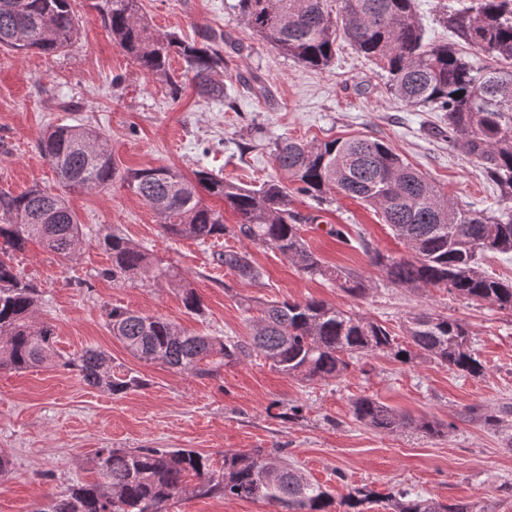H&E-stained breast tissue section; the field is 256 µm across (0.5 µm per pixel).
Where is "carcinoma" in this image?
Wrapping results in <instances>:
<instances>
[{
    "mask_svg": "<svg viewBox=\"0 0 512 512\" xmlns=\"http://www.w3.org/2000/svg\"><path fill=\"white\" fill-rule=\"evenodd\" d=\"M74 0H0V48L18 54L32 50L50 55L69 47L76 31ZM237 0L238 16L266 43L306 68L326 66L338 37L387 73L390 93L409 107L430 105L448 121V145L477 162L499 188L496 209H461L447 193L430 184L389 145L367 137L304 143L282 139L272 157L280 177L250 188L207 171L188 180L168 167L128 172L127 188L160 217L162 232L172 239L201 243L226 234L274 249L311 275L335 282L351 297L371 284L340 268H329L308 250L290 208L288 184L323 203L332 194L357 199L380 212L384 223L411 250L393 258L362 246L370 262L393 284L421 290L446 288L470 301L512 311V282L480 269L486 252L512 253V0H469L451 8L444 24L467 47L501 63L490 69L465 56L454 44L425 37L415 0ZM112 43L143 72L162 78L178 97L180 85L169 70L171 54L182 58L197 95L224 101L217 79L228 69L224 32L211 29L201 41L156 32L139 14V0H91ZM462 92L459 98L454 97ZM41 155L66 188L104 190L116 178L103 135L93 129L57 125L38 143ZM216 197L239 222L202 202L200 192ZM37 241L52 253L76 257L83 245L82 225L64 198L38 186L15 195L0 190V369L23 370L42 364L73 367L87 385L119 395L139 384L136 376L118 377L106 352L86 349L56 359L54 329L36 316L38 288L16 269L14 253ZM111 266L103 276L114 281L158 280L181 284L185 308L202 312L200 296L169 265L145 248L116 234L103 237ZM217 261L247 281L261 269L249 251L226 250ZM112 335L136 359L161 363L180 372L212 375L221 367L253 355L281 373L307 382L336 379L349 369V355L390 350L408 362L412 351L394 349L389 331L363 315L324 301H269L254 320L250 335L188 334L175 323L128 309L108 314ZM410 344L463 375L479 377L482 362L470 349L469 330L446 316L418 312L409 317ZM357 421L392 431L409 424L385 404L360 397L353 402ZM97 479L76 482L54 495L36 512H164L170 500L187 490L202 496L262 500L278 512H332L334 499L309 480L276 449L269 454L224 453L220 470L194 450L177 448H104L94 460ZM391 512H481L477 503L444 504L433 497L401 492Z\"/></svg>",
    "mask_w": 512,
    "mask_h": 512,
    "instance_id": "1",
    "label": "carcinoma"
}]
</instances>
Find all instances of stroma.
Returning a JSON list of instances; mask_svg holds the SVG:
<instances>
[{"label":"stroma","instance_id":"1","mask_svg":"<svg viewBox=\"0 0 512 512\" xmlns=\"http://www.w3.org/2000/svg\"><path fill=\"white\" fill-rule=\"evenodd\" d=\"M235 2H139L158 31L189 41L206 28L230 36L224 46L232 74L225 104L199 98L177 56L170 70L181 92L172 96L165 81L144 74L113 46L84 0L74 4L79 30L66 51L19 55L0 49V190L58 189L38 142L49 127L63 124L102 132L122 173L169 167L190 179L205 168L249 185L276 177L271 150L277 138L368 137L391 146L460 208L494 206L496 185L449 146L441 113L401 103L388 92L382 71L342 40L327 67L298 66L238 20ZM254 76L265 82L269 99L254 98L245 86ZM65 198L85 227L79 255L65 260L31 242L16 252L14 264L39 288L38 315L54 326V347L62 356L105 351L116 375H136L141 385L113 395L59 366L0 371V449L13 462L0 476V512H35L46 495L93 479L91 462L104 448H187L207 454L217 469L228 452L281 448L330 490L333 512H345L344 499L358 488L376 497L364 512H385L383 497L401 490L445 503L471 500L483 512H512V311L457 299L444 288L417 291L389 282L356 237L396 258L410 251L374 208L341 195L322 206L303 195L292 197L306 246L326 265L370 281L371 290L353 298L262 245L249 247L264 272L262 282L239 279L216 260L224 250L240 249L238 239L202 244L167 238L155 212L122 181L103 191L71 190ZM337 228L348 232L352 244L336 239ZM113 231L175 266L201 296L203 316L189 313L178 288L167 281L143 286L103 277L111 261L99 240ZM245 297L316 298L377 321L399 346L408 342L413 313L444 314L468 327L484 372L467 377L422 355L404 363L385 352L354 358L342 378L311 383L285 376L258 357L214 376H197L133 358L105 316L106 309L121 307L163 317L191 333L244 336L259 315L243 309ZM361 396L409 418V426L388 432L360 423L352 402ZM473 407L481 419L470 418ZM487 415L496 416L497 424H484ZM421 419L441 423L442 432L416 430ZM165 512L274 509L261 501L188 491Z\"/></svg>","mask_w":512,"mask_h":512}]
</instances>
